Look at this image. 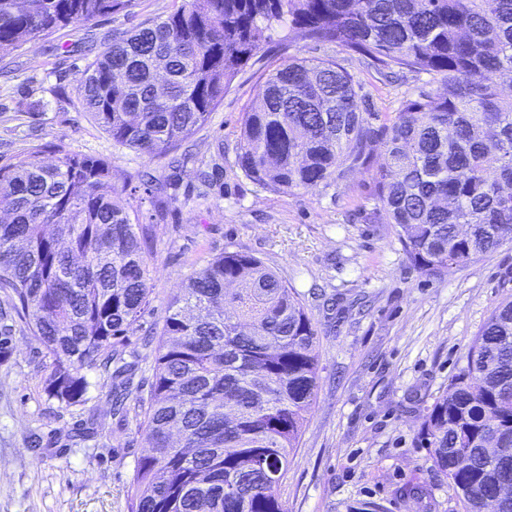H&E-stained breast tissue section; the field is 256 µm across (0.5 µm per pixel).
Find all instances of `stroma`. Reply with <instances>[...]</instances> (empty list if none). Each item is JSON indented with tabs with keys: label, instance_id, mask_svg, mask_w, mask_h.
Masks as SVG:
<instances>
[{
	"label": "stroma",
	"instance_id": "stroma-1",
	"mask_svg": "<svg viewBox=\"0 0 512 512\" xmlns=\"http://www.w3.org/2000/svg\"><path fill=\"white\" fill-rule=\"evenodd\" d=\"M174 0H132L124 11L67 27L0 57V156L60 145L98 158L147 228L153 302L128 331L126 362L152 376L170 298L224 249L276 271L311 312L320 348L315 401L276 489L288 512H463L431 470L420 418L465 366L490 312L512 298V245L427 277L409 269L394 229L372 219L371 174L328 189L268 192L235 164L242 118L268 72L293 58L336 59L359 86L363 112L399 111L429 82L284 28L264 60L235 78L207 124L162 159L116 145L80 112L88 61L115 33L166 16ZM214 171L201 184L197 167ZM51 358L23 323L0 353V512H128L148 444L135 414H113L110 379L91 369L86 405L60 409L44 392ZM84 429V441L70 440Z\"/></svg>",
	"mask_w": 512,
	"mask_h": 512
}]
</instances>
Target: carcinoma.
<instances>
[{
    "instance_id": "obj_1",
    "label": "carcinoma",
    "mask_w": 512,
    "mask_h": 512,
    "mask_svg": "<svg viewBox=\"0 0 512 512\" xmlns=\"http://www.w3.org/2000/svg\"><path fill=\"white\" fill-rule=\"evenodd\" d=\"M130 0H0V53ZM289 26L437 78L392 118L357 109L333 60L291 59L245 113L236 165L264 190L327 188L387 157L372 196L406 261L427 276L512 245V0H181L88 63L81 111L120 146L167 154L204 126L272 31ZM99 160L38 148L0 165V291L52 358L48 398L82 406L85 370L110 371L114 410L132 394L128 329L151 303L147 232ZM147 395L149 453L129 512H288V471L317 390V334L295 289L226 249L168 308ZM512 300L481 326L467 365L422 415L417 439L464 512L512 482Z\"/></svg>"
}]
</instances>
